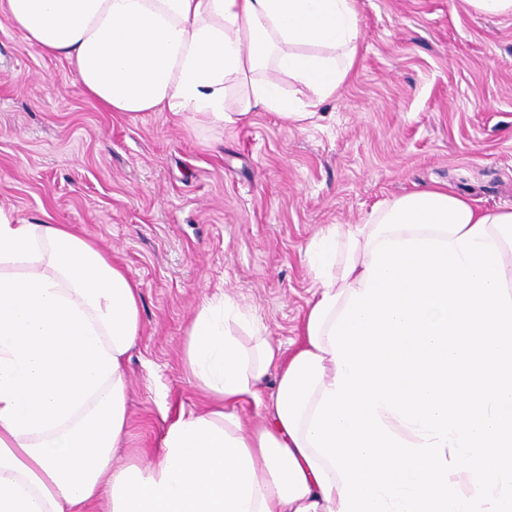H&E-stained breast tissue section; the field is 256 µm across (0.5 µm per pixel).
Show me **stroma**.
I'll list each match as a JSON object with an SVG mask.
<instances>
[{"label": "stroma", "instance_id": "35a3bbf8", "mask_svg": "<svg viewBox=\"0 0 512 512\" xmlns=\"http://www.w3.org/2000/svg\"><path fill=\"white\" fill-rule=\"evenodd\" d=\"M356 6L358 64L334 99L299 125L256 112L224 129L104 110L0 13V203L26 224L71 225L140 284L114 464L153 461L198 403L184 351L209 300L288 354L316 291L307 251L328 226L430 186L512 205V16L462 0Z\"/></svg>", "mask_w": 512, "mask_h": 512}]
</instances>
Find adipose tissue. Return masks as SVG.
Masks as SVG:
<instances>
[{"instance_id":"adipose-tissue-1","label":"adipose tissue","mask_w":512,"mask_h":512,"mask_svg":"<svg viewBox=\"0 0 512 512\" xmlns=\"http://www.w3.org/2000/svg\"><path fill=\"white\" fill-rule=\"evenodd\" d=\"M26 41L72 66L82 92L111 112L168 110L234 126L256 112L311 118L282 89L333 95L359 52L356 0H5ZM512 287V207L481 208L445 188L410 191L361 224H337L312 257L318 293L292 356L230 303L202 306L185 363L200 406L170 424L156 464L116 468L128 428L126 361L140 334V290L68 224H25L0 205V512H339L342 482L306 440L334 390L328 332L364 292L384 240L456 241L477 223ZM275 390L264 394L267 378ZM250 402L263 422L242 420Z\"/></svg>"}]
</instances>
